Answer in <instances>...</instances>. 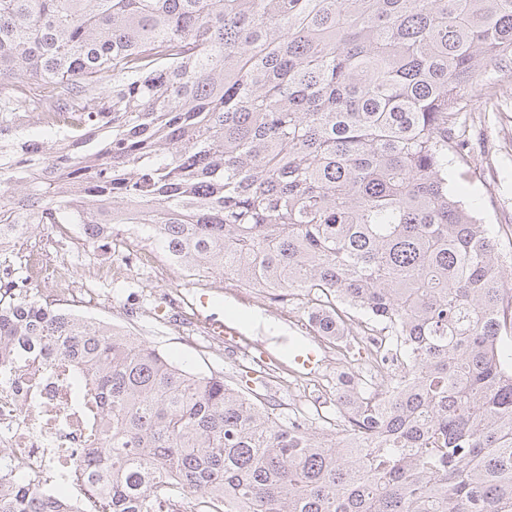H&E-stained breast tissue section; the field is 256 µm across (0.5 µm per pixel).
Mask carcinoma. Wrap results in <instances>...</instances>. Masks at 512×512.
Segmentation results:
<instances>
[{
    "label": "carcinoma",
    "instance_id": "carcinoma-1",
    "mask_svg": "<svg viewBox=\"0 0 512 512\" xmlns=\"http://www.w3.org/2000/svg\"><path fill=\"white\" fill-rule=\"evenodd\" d=\"M511 60L512 0H0V251L131 225L364 353L327 432L3 289L0 365L34 345L95 402L107 512H512V263L448 189L459 101ZM0 512L69 510L0 474Z\"/></svg>",
    "mask_w": 512,
    "mask_h": 512
}]
</instances>
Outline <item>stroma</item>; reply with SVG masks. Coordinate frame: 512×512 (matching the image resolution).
Here are the masks:
<instances>
[{
	"label": "stroma",
	"instance_id": "1",
	"mask_svg": "<svg viewBox=\"0 0 512 512\" xmlns=\"http://www.w3.org/2000/svg\"><path fill=\"white\" fill-rule=\"evenodd\" d=\"M498 105L488 111L485 90ZM461 118L470 140L468 177L459 179L457 163H449L451 188L475 206V214L491 229L504 255H512V63L478 75L461 104ZM134 253L137 263L126 267L122 256ZM52 259L68 268L70 308L110 323L156 346L173 360L197 372L246 380L252 397L271 401L281 417L308 411L318 428L328 429L331 411L323 407L316 386L289 381L288 350L309 329L301 306L273 301L266 290H242L235 280L214 272L194 276L170 273L168 261L151 241L129 237L123 243L102 241L86 250L49 225L33 229L19 246L0 253V269L15 279L32 282L39 297L56 294L51 284L35 280L38 263ZM209 293L218 313H237L245 338L270 353L272 362L252 370L245 350L231 352L210 336L193 317L195 294Z\"/></svg>",
	"mask_w": 512,
	"mask_h": 512
}]
</instances>
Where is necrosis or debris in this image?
I'll list each match as a JSON object with an SVG mask.
<instances>
[{"label":"necrosis or debris","instance_id":"4bbe7bcc","mask_svg":"<svg viewBox=\"0 0 512 512\" xmlns=\"http://www.w3.org/2000/svg\"><path fill=\"white\" fill-rule=\"evenodd\" d=\"M93 404L69 367L55 360L36 371L0 368V469L22 472L46 492H63L71 512H104L90 495L80 452L98 435Z\"/></svg>","mask_w":512,"mask_h":512}]
</instances>
